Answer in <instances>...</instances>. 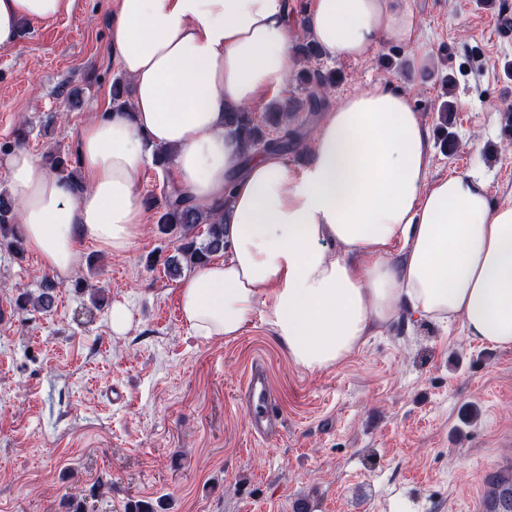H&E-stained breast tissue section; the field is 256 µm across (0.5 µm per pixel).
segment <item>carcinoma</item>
Returning <instances> with one entry per match:
<instances>
[{
	"label": "carcinoma",
	"instance_id": "carcinoma-1",
	"mask_svg": "<svg viewBox=\"0 0 512 512\" xmlns=\"http://www.w3.org/2000/svg\"><path fill=\"white\" fill-rule=\"evenodd\" d=\"M297 56L309 62L321 59L322 53L316 42L309 39L297 46ZM299 81L305 92L304 98L288 96L272 102L262 124L248 110L225 113V124L242 144L245 158H251L260 148L283 154L297 151L306 132L292 127L291 122L298 112L305 111L314 116L322 110L325 92L336 84V71L306 68L300 72ZM112 104L115 111L130 106L128 87L120 80L112 83ZM46 163L53 171L60 173L73 190H83L80 177L68 169L60 153L48 154ZM153 203L161 209L159 229L167 234H175L179 241L178 255L168 263L170 274L180 273L184 265L203 267L212 256L228 247L224 204L217 202L208 207L196 205L176 187L164 196V200L155 199ZM201 227L204 228L202 233L198 232ZM3 246L16 252L24 250V239L14 223V204L0 194V248ZM55 287L54 281L49 280L46 288L37 296L21 292L15 299V305L21 310H46L52 303Z\"/></svg>",
	"mask_w": 512,
	"mask_h": 512
}]
</instances>
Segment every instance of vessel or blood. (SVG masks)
Wrapping results in <instances>:
<instances>
[{"mask_svg":"<svg viewBox=\"0 0 512 512\" xmlns=\"http://www.w3.org/2000/svg\"><path fill=\"white\" fill-rule=\"evenodd\" d=\"M240 397L248 410V429L252 435L265 438L280 432L283 415L272 395L263 361L253 362Z\"/></svg>","mask_w":512,"mask_h":512,"instance_id":"obj_1","label":"vessel or blood"}]
</instances>
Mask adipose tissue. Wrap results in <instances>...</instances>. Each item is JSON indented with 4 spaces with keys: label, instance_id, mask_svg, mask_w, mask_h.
Masks as SVG:
<instances>
[{
    "label": "adipose tissue",
    "instance_id": "adipose-tissue-1",
    "mask_svg": "<svg viewBox=\"0 0 512 512\" xmlns=\"http://www.w3.org/2000/svg\"><path fill=\"white\" fill-rule=\"evenodd\" d=\"M74 4L0 0V48L15 43L21 19L53 21ZM290 10L289 0H117L109 49L131 81L130 112L82 127L86 189L74 192L26 148L5 160L28 247L61 278L77 267L81 239L132 250L147 147L164 146L195 203L230 200L229 256L179 286L193 335L233 339L258 315L296 367L316 372L402 311L512 348V204L493 203L472 174L429 180L430 133L404 88L377 81L344 97L301 175L276 153L243 161L224 114L292 74ZM419 24L411 0H314L308 21L330 57L364 59L390 42L410 48L416 68L428 63Z\"/></svg>",
    "mask_w": 512,
    "mask_h": 512
}]
</instances>
